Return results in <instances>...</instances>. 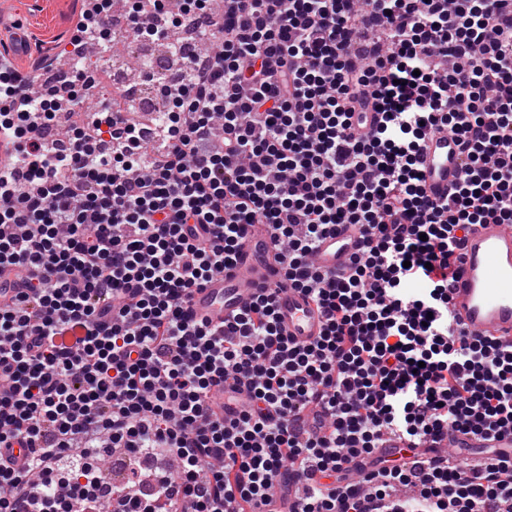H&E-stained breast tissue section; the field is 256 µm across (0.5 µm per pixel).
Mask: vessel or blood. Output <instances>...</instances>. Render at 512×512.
<instances>
[{"label":"vessel or blood","instance_id":"b4317fda","mask_svg":"<svg viewBox=\"0 0 512 512\" xmlns=\"http://www.w3.org/2000/svg\"><path fill=\"white\" fill-rule=\"evenodd\" d=\"M27 50L26 37L16 33L13 49L0 53V72L14 73L16 62ZM421 163L428 196L435 201L445 200L461 175L459 151L447 134L437 133L427 139ZM269 244L267 225L250 227L236 266L194 291L190 304L193 319L221 325L262 290L277 288L279 265L258 260ZM360 244L357 226L339 225L322 240L313 263L324 273L348 266ZM461 253L458 275L449 293L454 316L472 335L512 342V226H473L464 238ZM277 316L283 333L297 343L313 341L324 327L321 309L308 295L293 288L279 290Z\"/></svg>","mask_w":512,"mask_h":512}]
</instances>
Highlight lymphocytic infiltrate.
Listing matches in <instances>:
<instances>
[{"label":"lymphocytic infiltrate","mask_w":512,"mask_h":512,"mask_svg":"<svg viewBox=\"0 0 512 512\" xmlns=\"http://www.w3.org/2000/svg\"><path fill=\"white\" fill-rule=\"evenodd\" d=\"M164 8L136 0V32L212 47L165 88L152 146L111 103L57 149L45 129L81 92L0 75V134L18 146L0 167V274L23 273L0 301V512H97L111 448L178 462L113 487L124 512H407L403 486L422 512H512V448L496 445L512 436V344L468 335L448 297L469 226L512 224V0ZM440 129L462 156L444 203L420 166ZM254 224L326 316L310 343L283 336L271 291L219 327L184 314ZM333 224L364 246L323 274ZM124 293L120 311L100 301ZM231 379L247 393L227 423L209 400ZM455 434L492 446L473 471L420 459ZM386 441L397 454L379 455Z\"/></svg>","instance_id":"lymphocytic-infiltrate-1"}]
</instances>
